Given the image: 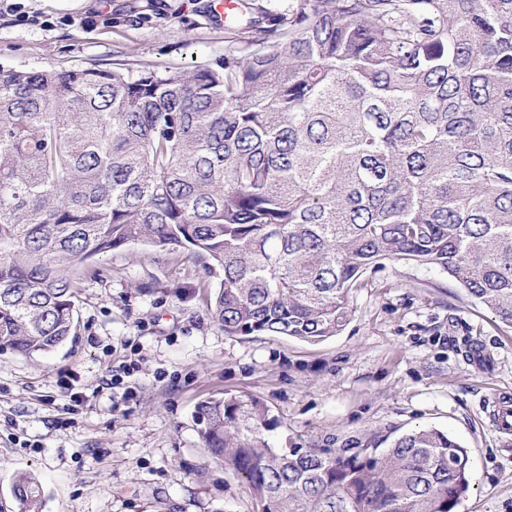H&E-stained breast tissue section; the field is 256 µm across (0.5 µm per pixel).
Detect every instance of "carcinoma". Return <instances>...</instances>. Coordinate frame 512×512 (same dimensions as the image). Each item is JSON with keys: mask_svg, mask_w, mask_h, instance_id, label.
<instances>
[{"mask_svg": "<svg viewBox=\"0 0 512 512\" xmlns=\"http://www.w3.org/2000/svg\"><path fill=\"white\" fill-rule=\"evenodd\" d=\"M249 45L191 71L0 68V351L64 345L75 267L132 244L220 270L227 336L320 343L400 260L512 327V0H295ZM195 421L258 512H456L472 483L437 429L277 448L229 393ZM11 497L39 512L37 477Z\"/></svg>", "mask_w": 512, "mask_h": 512, "instance_id": "cac0c4a2", "label": "carcinoma"}]
</instances>
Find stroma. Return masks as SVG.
<instances>
[{"label":"stroma","instance_id":"1","mask_svg":"<svg viewBox=\"0 0 512 512\" xmlns=\"http://www.w3.org/2000/svg\"><path fill=\"white\" fill-rule=\"evenodd\" d=\"M18 2L0 10L5 68L191 70L229 45L212 0ZM76 275L75 339L0 352V495L26 470L41 512H257L194 422L198 403L228 392L269 408L279 448L444 431L473 464L457 512H512V432L493 417L512 392V328L446 273L406 260L366 273L349 323L319 344L225 335L207 307L219 278L184 252L132 245Z\"/></svg>","mask_w":512,"mask_h":512}]
</instances>
